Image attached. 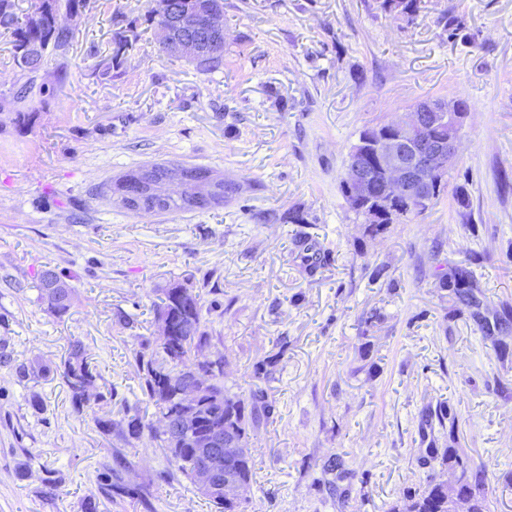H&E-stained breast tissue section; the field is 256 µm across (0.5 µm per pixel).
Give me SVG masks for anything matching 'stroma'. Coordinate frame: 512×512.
Returning <instances> with one entry per match:
<instances>
[{
  "mask_svg": "<svg viewBox=\"0 0 512 512\" xmlns=\"http://www.w3.org/2000/svg\"><path fill=\"white\" fill-rule=\"evenodd\" d=\"M146 7L90 0L66 81L47 78L24 121L0 112V512H82L88 499L98 512H213L170 476L151 432H127L159 422L135 356L175 282L202 299L226 386L244 400L261 386L276 406L250 435L246 512H387L454 478L419 462L451 443L485 469L492 512H512V360L494 349L512 343V322L496 323L512 307V0H422L410 23L379 0H224L215 73L163 53ZM451 14L474 44L449 39ZM119 34L133 49L107 80ZM427 98L471 108L447 188L370 235L340 192L349 150ZM152 163L206 167L230 191L190 212L133 213L106 195ZM291 209L306 223H280ZM48 268L73 289L60 317L38 300ZM457 268L472 273V303L440 286ZM73 339L97 375L80 412L57 372ZM36 362L50 374L19 373ZM440 401L456 438L422 431ZM334 460L346 477L333 494ZM115 482L136 496L113 495Z\"/></svg>",
  "mask_w": 512,
  "mask_h": 512,
  "instance_id": "obj_1",
  "label": "stroma"
}]
</instances>
